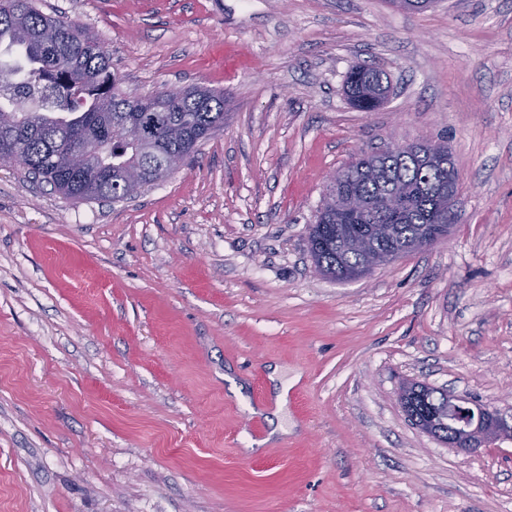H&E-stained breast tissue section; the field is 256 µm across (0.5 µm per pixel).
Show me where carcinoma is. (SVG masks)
<instances>
[{"mask_svg":"<svg viewBox=\"0 0 512 512\" xmlns=\"http://www.w3.org/2000/svg\"><path fill=\"white\" fill-rule=\"evenodd\" d=\"M19 54L25 72L0 62V84L12 86L8 103H0V153L13 156L11 164L32 179L46 182L67 198L119 202L134 198L147 178L162 179L168 171L162 161H183L224 127V93L193 86L174 99L166 111H151L150 97H131L120 89L106 46L79 27L39 10L36 0H0V46ZM383 73L373 65L357 67L347 77L345 90L356 91L379 83ZM137 123L149 140L139 146L125 142L120 128ZM403 183L411 195L398 211L349 214L344 224L359 233H371L374 224L392 225L386 236H372L381 255L413 251L419 237L439 233L448 237V224L439 219V196L448 183V169L421 155L410 143L406 152L362 154L342 171L338 191L377 203L391 187ZM350 231L336 223V210L323 204L309 226L308 245L316 268L339 281L364 273L362 257L348 249ZM424 408L445 413V393L434 388L423 398Z\"/></svg>","mask_w":512,"mask_h":512,"instance_id":"carcinoma-1","label":"carcinoma"}]
</instances>
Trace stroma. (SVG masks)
I'll return each mask as SVG.
<instances>
[{
  "instance_id": "1",
  "label": "stroma",
  "mask_w": 512,
  "mask_h": 512,
  "mask_svg": "<svg viewBox=\"0 0 512 512\" xmlns=\"http://www.w3.org/2000/svg\"><path fill=\"white\" fill-rule=\"evenodd\" d=\"M39 6L126 92L216 88L226 117L126 201L0 164V512H512V442L449 448L396 400L512 408V0ZM360 64L392 87L374 112L343 92ZM422 136L458 173L447 239L320 274L329 178Z\"/></svg>"
}]
</instances>
